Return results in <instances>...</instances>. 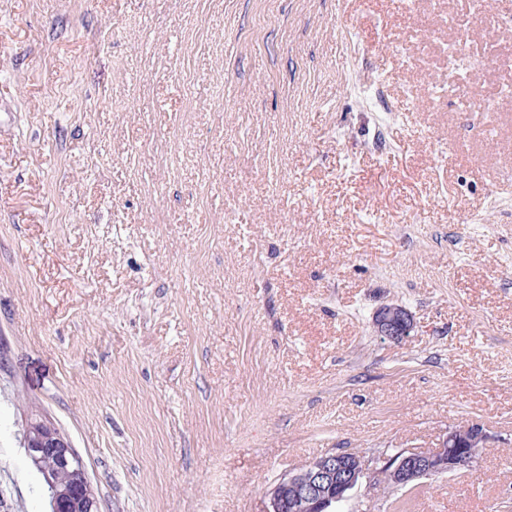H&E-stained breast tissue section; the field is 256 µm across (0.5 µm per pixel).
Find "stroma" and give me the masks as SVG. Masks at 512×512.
<instances>
[{"mask_svg":"<svg viewBox=\"0 0 512 512\" xmlns=\"http://www.w3.org/2000/svg\"><path fill=\"white\" fill-rule=\"evenodd\" d=\"M431 2L0 0V512H49L35 415L99 512H265L471 420L475 469L341 512L512 501V108L437 92L512 0L463 37ZM373 328L377 336L398 342L415 328L411 313L402 305H385L377 310L373 317Z\"/></svg>","mask_w":512,"mask_h":512,"instance_id":"1","label":"stroma"}]
</instances>
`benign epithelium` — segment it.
Segmentation results:
<instances>
[{
  "label": "benign epithelium",
  "instance_id": "obj_1",
  "mask_svg": "<svg viewBox=\"0 0 512 512\" xmlns=\"http://www.w3.org/2000/svg\"><path fill=\"white\" fill-rule=\"evenodd\" d=\"M375 333L398 342L411 335L415 323L411 313L398 304L385 305L373 317ZM488 435L479 423H463L448 429L430 452L400 450L393 455L365 456L355 452L327 453L304 468L281 476L266 491V512H336L339 504L357 491L374 486V478L383 472L393 486L415 489L422 480L436 474L472 470L479 459L478 448ZM23 447L32 465L48 486L51 512H97V500L68 438L49 422L32 417L23 432ZM54 459L70 474L64 483L47 471L43 462Z\"/></svg>",
  "mask_w": 512,
  "mask_h": 512
}]
</instances>
